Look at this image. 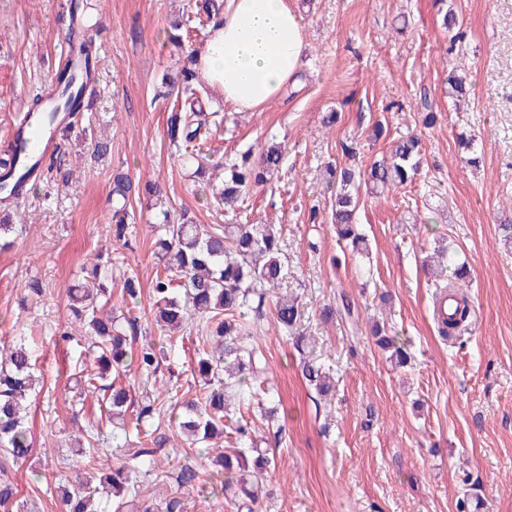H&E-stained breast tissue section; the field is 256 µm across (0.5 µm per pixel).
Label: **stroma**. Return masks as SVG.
<instances>
[{
  "label": "stroma",
  "mask_w": 512,
  "mask_h": 512,
  "mask_svg": "<svg viewBox=\"0 0 512 512\" xmlns=\"http://www.w3.org/2000/svg\"><path fill=\"white\" fill-rule=\"evenodd\" d=\"M69 2L0 0V149L67 50ZM89 2L81 22L95 39L97 94L68 138L55 142L60 171L42 175L35 193L19 200L9 217L12 244L0 249V346L34 337L37 359L27 418L34 451L10 473L21 499L32 512H60L41 475L52 466L60 478L74 476L85 431L112 429L100 418L101 393L79 385L94 369L92 355L82 338L61 337L67 289L84 263L99 256L139 277L132 346L163 339L158 376L176 383L179 398L198 382L196 323L161 338L150 292L163 267L155 226L184 215L213 227L276 226L288 267L280 291L297 297L299 332L336 369L334 392L316 404L291 339L265 317L257 344L284 432L274 438L264 418H253L260 452L276 462L262 512H512V242L499 231L512 224V0H292L306 49L296 82L279 99L240 110L204 78L192 84L204 113L224 117L208 129L211 161L256 157L270 144L283 150L279 170L228 210L211 192L223 174L197 178L166 134L175 100L163 97L162 82L177 69L173 36L196 0ZM445 5L466 34L454 46L442 27ZM457 52L469 83L459 103L448 95ZM378 123L385 133L374 140ZM410 134L421 142L418 175L362 194L358 222L368 250L344 253L329 222L330 169H367ZM463 134L473 149L460 145ZM351 141L353 156L342 151ZM100 142L107 153H97ZM118 173L132 182L120 240L110 229ZM154 182L162 199L144 192ZM441 246L470 269V318L454 342L439 333L435 279L423 264ZM35 280L43 289L37 297L29 291ZM377 321L408 340V366L391 363L377 345ZM160 412L167 455L159 468L181 462L200 472L184 494L187 512H231L210 493L215 466L169 426L170 399Z\"/></svg>",
  "instance_id": "1"
}]
</instances>
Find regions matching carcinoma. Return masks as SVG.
Wrapping results in <instances>:
<instances>
[{"instance_id":"1","label":"carcinoma","mask_w":512,"mask_h":512,"mask_svg":"<svg viewBox=\"0 0 512 512\" xmlns=\"http://www.w3.org/2000/svg\"><path fill=\"white\" fill-rule=\"evenodd\" d=\"M68 41L70 53L85 62L84 80L73 84L68 66L55 73L58 85L66 84L61 106L69 112L80 111L81 93L94 92L96 53L92 38L81 26H72ZM196 53L188 52L177 76L169 79L164 95H177L196 79L193 68ZM202 112L182 109L170 112L167 137L182 152V157L202 165L205 137L201 129L205 122ZM282 162V150L273 144L263 150L258 159L246 156L242 162L224 164V190L215 200L230 206L252 185L264 182L277 171ZM420 165L418 139L408 137L394 143L390 158L374 162L365 172L363 181L342 168L336 173V192L331 208V223L340 240L347 242L354 253L368 251L365 235L359 232L356 212L359 207L360 184L376 192L400 187L412 181ZM31 188L20 179L12 188L0 189V208H8L15 200L28 194ZM159 249L165 256L164 268L156 273L151 292L156 307V322L171 332L183 328L193 319L199 320L200 330L215 326L213 340L203 338L195 348L198 372L203 377L206 392L201 397L182 403L174 416L175 428L190 448H206L214 464L224 470L221 494L234 512H257L261 475L276 467L275 459L259 455L248 464L247 454L253 450L251 421L230 412L226 398L248 394L250 400L263 408L270 400L271 387L264 386L257 367L258 347L253 343L257 319L263 316L266 299L274 305V319L285 333L296 329L301 320L297 298L275 293L286 278L279 262L280 240L270 224H226L224 228L204 230L187 218L172 223L163 215L159 225ZM122 280L125 301L137 304L140 283L133 275L118 274L109 267L100 268L95 262L85 269L84 281L68 288L69 309L79 327L88 332V351L96 355L99 372L87 377L84 384L104 392L101 412L110 419H122L129 408L130 391L107 383L108 377L127 367V337L137 335L138 320L132 308L117 317L103 313L112 293L108 282ZM374 336L383 350L398 366L411 359L407 348L383 328H375ZM294 347L301 353V372L308 385L323 400L334 388L330 369L303 353L305 336L293 337ZM166 358L162 342L148 341L136 350L135 361L140 374L149 379L156 376ZM36 359L28 340L18 336L6 351L0 352V507L7 508L17 498V487L7 475L9 465L24 462L32 453L27 426V396L35 383ZM156 399L146 398L139 404L133 427H119L111 440L124 438L120 462L95 478L76 476L66 484L49 490L57 494L61 512H184L182 490L199 482V471L183 463L162 475V480L174 489L158 502H149L142 495L145 479L154 476L153 457L160 449L162 437L156 435ZM227 437V447L210 448L208 442Z\"/></svg>"}]
</instances>
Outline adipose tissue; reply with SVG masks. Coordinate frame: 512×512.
Listing matches in <instances>:
<instances>
[{
    "label": "adipose tissue",
    "mask_w": 512,
    "mask_h": 512,
    "mask_svg": "<svg viewBox=\"0 0 512 512\" xmlns=\"http://www.w3.org/2000/svg\"><path fill=\"white\" fill-rule=\"evenodd\" d=\"M305 48L289 0H225L222 21L211 29L197 67L225 102L256 109L279 96Z\"/></svg>",
    "instance_id": "1"
}]
</instances>
